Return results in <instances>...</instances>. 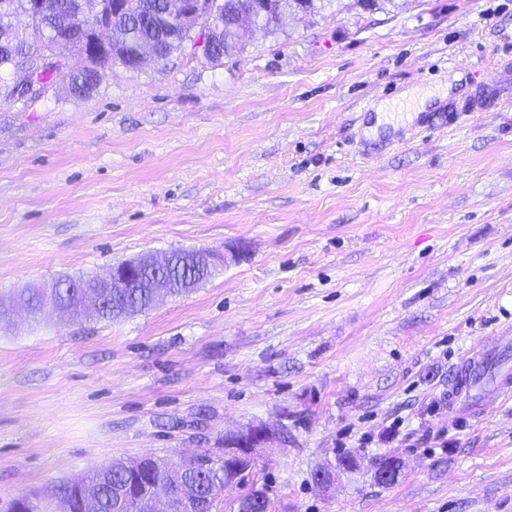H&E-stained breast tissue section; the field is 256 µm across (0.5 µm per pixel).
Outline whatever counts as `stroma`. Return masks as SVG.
<instances>
[{
    "mask_svg": "<svg viewBox=\"0 0 512 512\" xmlns=\"http://www.w3.org/2000/svg\"><path fill=\"white\" fill-rule=\"evenodd\" d=\"M337 6L217 62L112 66L87 97L61 74L0 96V300L233 256L112 322L0 320V512L261 423L273 512H512V401L448 417L466 352L512 329V0ZM346 453L357 472L311 483ZM386 454L406 468L382 487Z\"/></svg>",
    "mask_w": 512,
    "mask_h": 512,
    "instance_id": "1",
    "label": "stroma"
}]
</instances>
